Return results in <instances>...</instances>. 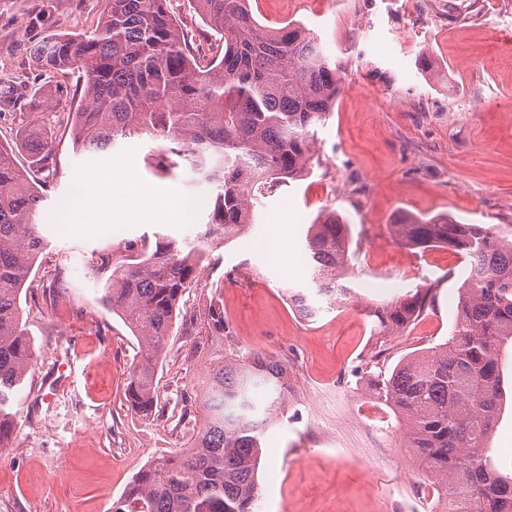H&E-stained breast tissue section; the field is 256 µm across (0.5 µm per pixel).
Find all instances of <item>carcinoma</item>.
<instances>
[{
	"label": "carcinoma",
	"instance_id": "carcinoma-1",
	"mask_svg": "<svg viewBox=\"0 0 512 512\" xmlns=\"http://www.w3.org/2000/svg\"><path fill=\"white\" fill-rule=\"evenodd\" d=\"M224 40V53L197 66L187 53L169 0H106L90 34L57 32L42 16L32 45L37 69L73 68L85 78L84 103L74 113L79 150L102 152L145 135L164 146L150 166L162 173L187 160L214 186L208 226L224 240L255 221L274 188L312 169L317 128L341 90L336 63L301 23L269 32L249 0H195ZM0 144V447H6L32 344L21 321L20 295L44 240L30 219L43 201L28 171L15 161L53 165L52 134L41 115ZM394 236L409 249L447 247L467 277L448 339L381 366L388 337L404 332L428 307L420 290L363 304L376 336L365 362L374 397L389 406L409 448L439 498L465 490L468 512H512V477L490 464L488 439L500 411L501 363L512 344V224H466L451 217L402 215ZM350 224L334 211L310 225L304 259L314 295L288 290L313 318L354 294L345 280ZM206 249L162 238L155 249L112 271L105 297L143 347L129 374L127 400L143 415L156 406L154 375L186 291L199 282ZM326 303L318 307L315 299ZM288 392V363L260 352L226 358L208 375L205 411L187 451L151 461L127 486L113 512H254L262 438Z\"/></svg>",
	"mask_w": 512,
	"mask_h": 512
}]
</instances>
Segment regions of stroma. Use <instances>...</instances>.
I'll return each mask as SVG.
<instances>
[{
	"instance_id": "stroma-1",
	"label": "stroma",
	"mask_w": 512,
	"mask_h": 512,
	"mask_svg": "<svg viewBox=\"0 0 512 512\" xmlns=\"http://www.w3.org/2000/svg\"><path fill=\"white\" fill-rule=\"evenodd\" d=\"M267 27L298 20L315 30L341 69L342 90L318 129L313 169L268 194L250 230L230 242L207 236L197 287L155 373L157 406L136 412L126 378L141 343L101 301L114 268L168 236L194 244L206 213L181 218L180 203L205 185L191 167L154 173L156 141L76 153L72 114L82 100L78 73H45L31 61L32 18L91 33L105 0H0V142L26 120L37 84L57 86L42 117L54 164L39 181L45 198L33 217L47 247L21 296L34 345L10 446L0 453V512H111L112 503L154 458L185 449L198 420L202 383L225 357L263 351L287 361L291 388L264 435L257 512H436L394 412L376 400L359 367L373 348L363 300L429 290L433 307L390 340L388 366L447 340L466 277L460 257L401 245L398 216L451 215L467 224H512V0H249ZM200 64L218 50L190 0H170ZM437 69L429 74L423 57ZM132 179L151 194L143 217L136 198L120 224H69L72 186L86 174ZM333 211L351 228L349 274L356 300L308 319L287 289L310 288L302 253L306 229ZM281 226L282 259L263 246L267 215ZM224 315L215 329L211 314ZM503 397L488 448L512 475V353L502 364ZM383 437L386 453L374 446Z\"/></svg>"
}]
</instances>
